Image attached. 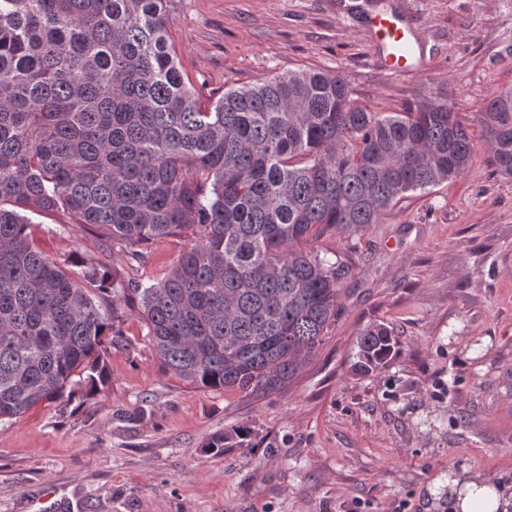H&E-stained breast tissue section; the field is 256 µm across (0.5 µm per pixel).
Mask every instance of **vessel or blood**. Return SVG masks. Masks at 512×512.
Listing matches in <instances>:
<instances>
[{"instance_id":"vessel-or-blood-1","label":"vessel or blood","mask_w":512,"mask_h":512,"mask_svg":"<svg viewBox=\"0 0 512 512\" xmlns=\"http://www.w3.org/2000/svg\"><path fill=\"white\" fill-rule=\"evenodd\" d=\"M365 27L376 62L392 73H415L423 68V48L407 20L392 12L367 16Z\"/></svg>"}]
</instances>
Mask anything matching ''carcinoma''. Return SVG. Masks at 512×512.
Here are the masks:
<instances>
[{"label": "carcinoma", "instance_id": "carcinoma-1", "mask_svg": "<svg viewBox=\"0 0 512 512\" xmlns=\"http://www.w3.org/2000/svg\"><path fill=\"white\" fill-rule=\"evenodd\" d=\"M481 122L511 177L512 88ZM470 157L450 108L371 112L338 71L290 70L204 103L163 0H0V422L106 385L122 298L189 384L281 391L318 356L348 273L313 244L377 223ZM35 211L101 227L135 260L160 238L190 243L148 287L78 254L75 277L34 242ZM357 345L366 372L395 349L382 324Z\"/></svg>", "mask_w": 512, "mask_h": 512}]
</instances>
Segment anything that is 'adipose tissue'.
<instances>
[{
    "mask_svg": "<svg viewBox=\"0 0 512 512\" xmlns=\"http://www.w3.org/2000/svg\"><path fill=\"white\" fill-rule=\"evenodd\" d=\"M443 484L448 512H512V492L479 478L469 465L449 470Z\"/></svg>",
    "mask_w": 512,
    "mask_h": 512,
    "instance_id": "obj_1",
    "label": "adipose tissue"
}]
</instances>
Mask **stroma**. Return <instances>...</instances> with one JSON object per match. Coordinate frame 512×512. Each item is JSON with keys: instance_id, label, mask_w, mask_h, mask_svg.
Here are the masks:
<instances>
[{"instance_id": "35a3bbf8", "label": "stroma", "mask_w": 512, "mask_h": 512, "mask_svg": "<svg viewBox=\"0 0 512 512\" xmlns=\"http://www.w3.org/2000/svg\"><path fill=\"white\" fill-rule=\"evenodd\" d=\"M380 10L413 27L421 72L375 62L365 18ZM165 11L202 99L289 69L338 71L375 112L449 107L470 166L363 231L317 242L349 266L338 317L277 393L189 385L121 306L106 388L0 422V512H448L428 487L462 462L512 491V178L497 172L478 121L488 97L512 87V0H166ZM29 219L57 262L78 253L144 286L189 243L154 241L136 263L104 247L100 228L54 212ZM373 323L392 329L397 352L363 373L356 341ZM242 426L243 442L207 452L210 435Z\"/></svg>"}]
</instances>
